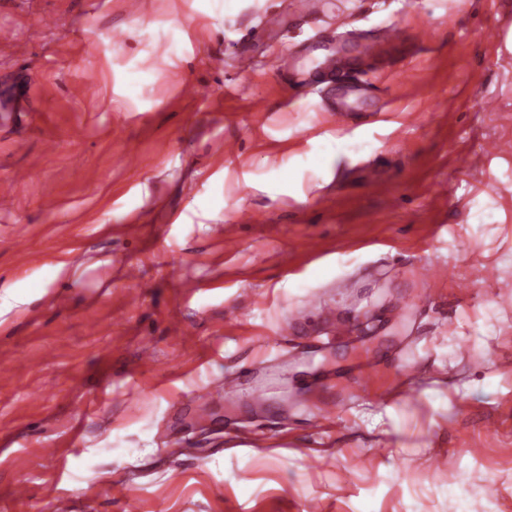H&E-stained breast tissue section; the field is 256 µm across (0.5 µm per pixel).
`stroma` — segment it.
Masks as SVG:
<instances>
[{
    "label": "stroma",
    "instance_id": "35a3bbf8",
    "mask_svg": "<svg viewBox=\"0 0 512 512\" xmlns=\"http://www.w3.org/2000/svg\"><path fill=\"white\" fill-rule=\"evenodd\" d=\"M281 8L287 28L257 32ZM509 17L512 0H0V86L25 79L37 106L0 127V181L28 173L0 211V291L23 298L0 310V512H457L452 482L469 512H512V25L485 40ZM387 25L397 66L342 128L341 90L266 65ZM434 263L446 280L421 275Z\"/></svg>",
    "mask_w": 512,
    "mask_h": 512
}]
</instances>
